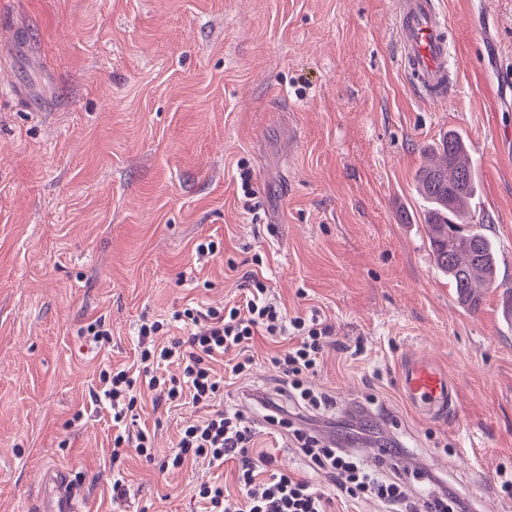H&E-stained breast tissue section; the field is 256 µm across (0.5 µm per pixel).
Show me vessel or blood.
Segmentation results:
<instances>
[{"label": "vessel or blood", "mask_w": 512, "mask_h": 512, "mask_svg": "<svg viewBox=\"0 0 512 512\" xmlns=\"http://www.w3.org/2000/svg\"><path fill=\"white\" fill-rule=\"evenodd\" d=\"M394 27L401 63L423 97L447 101L456 84L448 64L447 20L438 0H396ZM397 385L412 408L429 419L446 421L460 410L456 386L431 360L408 359L398 370ZM36 512H85L83 491L68 474L49 466L43 471Z\"/></svg>", "instance_id": "obj_1"}]
</instances>
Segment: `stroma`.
<instances>
[{
  "label": "stroma",
  "instance_id": "35a3bbf8",
  "mask_svg": "<svg viewBox=\"0 0 512 512\" xmlns=\"http://www.w3.org/2000/svg\"><path fill=\"white\" fill-rule=\"evenodd\" d=\"M459 79L446 104L399 63L394 0H0V512L32 507L45 467L89 512H200L196 486L234 463L123 465L95 413L101 369L131 365L141 319L242 304L258 275L288 315L334 334L306 377L328 413L365 418L474 512H512V323L502 289L461 307L436 270L415 174L456 130L479 174L498 279L512 288V0H440ZM252 174L244 195L239 174ZM215 254L198 255L199 242ZM109 348L81 334L94 319ZM280 346L256 337L243 392L275 395ZM430 359L457 385L453 423L415 415L398 368ZM142 388L137 425L156 460L202 416ZM84 419L73 423L76 412ZM280 468L346 501L288 429L265 436Z\"/></svg>",
  "mask_w": 512,
  "mask_h": 512
}]
</instances>
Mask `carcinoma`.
Listing matches in <instances>:
<instances>
[{"label":"carcinoma","mask_w":512,"mask_h":512,"mask_svg":"<svg viewBox=\"0 0 512 512\" xmlns=\"http://www.w3.org/2000/svg\"><path fill=\"white\" fill-rule=\"evenodd\" d=\"M439 161L416 175L427 203L424 223L435 267L446 277L458 304L476 311L483 292L499 287L498 255L485 221L475 220L469 202L476 196V170L465 138L449 131L436 144Z\"/></svg>","instance_id":"cac0c4a2"}]
</instances>
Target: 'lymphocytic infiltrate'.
<instances>
[{"instance_id": "f902f5d3", "label": "lymphocytic infiltrate", "mask_w": 512, "mask_h": 512, "mask_svg": "<svg viewBox=\"0 0 512 512\" xmlns=\"http://www.w3.org/2000/svg\"><path fill=\"white\" fill-rule=\"evenodd\" d=\"M176 322L187 330V340L168 339L167 334ZM331 331V326L318 315L288 316L268 297L266 288L259 285L250 289L240 308H187L169 319L142 322L137 334L141 376H134L125 368L104 369L99 375L100 390L95 403L112 418L113 461H120L131 449L144 457L150 454L148 433L131 431L128 426L137 407L138 382L144 378L166 402L188 399L211 409L203 420L181 429L176 449L162 461V468H178L197 457L209 459L218 468L229 460L238 463V508H230L223 484L204 483L197 496L204 501L206 512H329L330 499L308 478L278 469L273 454L255 448L259 435L257 419L278 424L281 404L255 393L245 394L238 408L215 411L211 404L222 395L225 379L245 378L251 364L247 358L236 362L228 366L226 376L222 377L214 371L213 362L231 350L247 348L255 337H285L289 345L273 357L272 363L296 399L309 410H319L322 400L305 387L303 378L317 370ZM171 363L179 364L180 374L165 373V365ZM292 436L300 444L310 468L328 473L346 500L370 495L385 506L386 512H468L456 495L425 470L416 472L430 489L423 498L399 476L369 465L357 449L319 439L300 426L294 427Z\"/></svg>"}]
</instances>
